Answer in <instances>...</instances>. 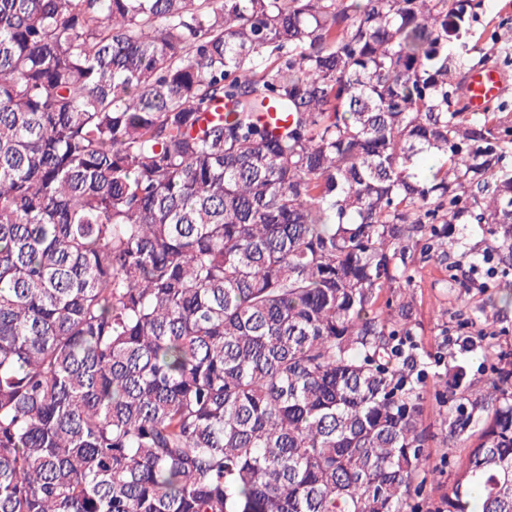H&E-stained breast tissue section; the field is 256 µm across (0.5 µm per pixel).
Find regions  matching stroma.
Wrapping results in <instances>:
<instances>
[{
  "instance_id": "35a3bbf8",
  "label": "stroma",
  "mask_w": 512,
  "mask_h": 512,
  "mask_svg": "<svg viewBox=\"0 0 512 512\" xmlns=\"http://www.w3.org/2000/svg\"><path fill=\"white\" fill-rule=\"evenodd\" d=\"M506 10L505 0H483L473 25L472 41L487 64L496 66L508 79L500 104L503 112L512 115V24L499 40L490 41L483 36L486 28L498 25L500 13ZM460 253V248L445 246L427 255L413 250L406 259L411 282L394 293L396 300L411 302L418 322L412 342L417 346L419 368L424 375L425 423L432 434L431 471L422 483L421 496L432 507L447 494L461 454L460 449L449 447L448 428L442 423L451 401L443 396L446 386L441 383V376L462 372L465 383L478 390L488 383L494 369L512 371V305L500 300L502 279L493 276L485 288H463L450 281L448 268L460 262ZM467 319L473 320L476 328V345L469 351L448 342V334L458 321Z\"/></svg>"
}]
</instances>
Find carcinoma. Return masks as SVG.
Masks as SVG:
<instances>
[{
  "instance_id": "carcinoma-1",
  "label": "carcinoma",
  "mask_w": 512,
  "mask_h": 512,
  "mask_svg": "<svg viewBox=\"0 0 512 512\" xmlns=\"http://www.w3.org/2000/svg\"><path fill=\"white\" fill-rule=\"evenodd\" d=\"M481 7L0 0V512H419L386 291L455 224L512 272ZM446 388L439 512H512V375Z\"/></svg>"
}]
</instances>
